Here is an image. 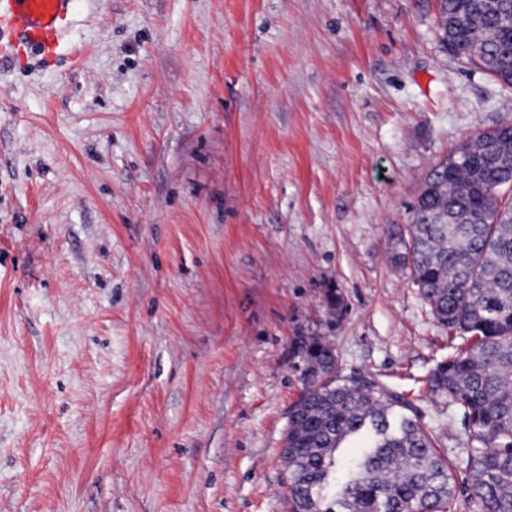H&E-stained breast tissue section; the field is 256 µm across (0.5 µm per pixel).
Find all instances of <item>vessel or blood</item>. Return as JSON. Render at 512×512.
I'll use <instances>...</instances> for the list:
<instances>
[{"mask_svg":"<svg viewBox=\"0 0 512 512\" xmlns=\"http://www.w3.org/2000/svg\"><path fill=\"white\" fill-rule=\"evenodd\" d=\"M73 0H0V64L26 48L50 58L66 48L65 26Z\"/></svg>","mask_w":512,"mask_h":512,"instance_id":"1","label":"vessel or blood"}]
</instances>
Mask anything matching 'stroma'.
<instances>
[{
	"label": "stroma",
	"mask_w": 512,
	"mask_h": 512,
	"mask_svg": "<svg viewBox=\"0 0 512 512\" xmlns=\"http://www.w3.org/2000/svg\"><path fill=\"white\" fill-rule=\"evenodd\" d=\"M67 40L0 68V512H288L311 336L455 457L466 337L389 252L512 88L434 0H78Z\"/></svg>",
	"instance_id": "stroma-1"
}]
</instances>
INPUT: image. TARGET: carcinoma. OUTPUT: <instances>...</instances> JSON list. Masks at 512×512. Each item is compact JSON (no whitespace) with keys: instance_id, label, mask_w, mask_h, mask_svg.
<instances>
[{"instance_id":"carcinoma-1","label":"carcinoma","mask_w":512,"mask_h":512,"mask_svg":"<svg viewBox=\"0 0 512 512\" xmlns=\"http://www.w3.org/2000/svg\"><path fill=\"white\" fill-rule=\"evenodd\" d=\"M436 10L441 42L512 88V0H437ZM391 261L441 326L468 335L426 380L467 429L462 456L448 463L402 396L334 373L330 344L313 336L280 452L289 512H512V122L472 133L431 168ZM355 439L362 454L338 481L339 451Z\"/></svg>"}]
</instances>
